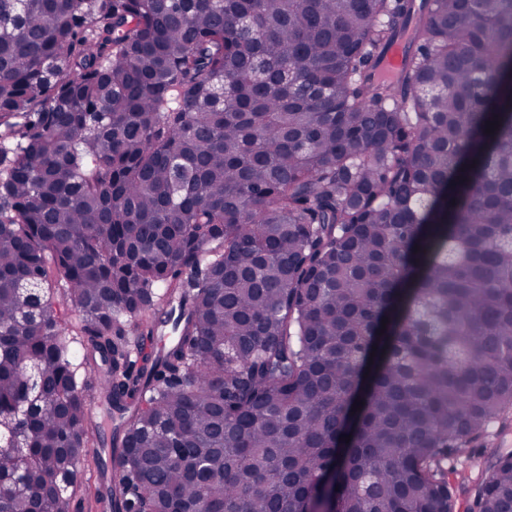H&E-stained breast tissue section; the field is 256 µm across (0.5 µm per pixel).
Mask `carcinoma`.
Listing matches in <instances>:
<instances>
[{
    "mask_svg": "<svg viewBox=\"0 0 512 512\" xmlns=\"http://www.w3.org/2000/svg\"><path fill=\"white\" fill-rule=\"evenodd\" d=\"M60 285L102 512H309L332 468L336 512H457L512 422V0H0V512H69L100 435ZM111 433L112 424L107 427L105 434L102 433L104 444H100L99 447H96L99 448L98 452L95 451L92 453L91 448H85L84 462L82 463L78 475V484L72 494L69 512H98L95 508L93 494L94 490L100 486L102 480L101 476L99 483H96L99 464H101L102 467L103 464H106L110 469L108 456L101 448H110ZM468 453L460 454L454 460L448 463L450 481L456 486H460V488L470 487L475 474V469L472 466V462L469 459ZM461 472H466L468 474V477L465 480H461L459 478V474Z\"/></svg>",
    "mask_w": 512,
    "mask_h": 512,
    "instance_id": "carcinoma-1",
    "label": "carcinoma"
}]
</instances>
